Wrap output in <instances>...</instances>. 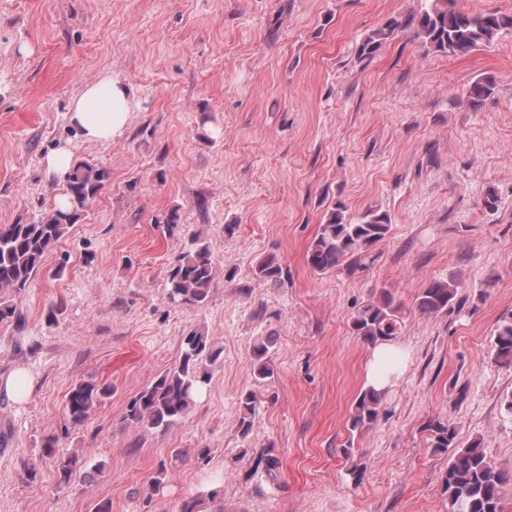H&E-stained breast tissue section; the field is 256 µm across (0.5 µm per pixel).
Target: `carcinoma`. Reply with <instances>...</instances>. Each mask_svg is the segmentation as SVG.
Segmentation results:
<instances>
[{"mask_svg": "<svg viewBox=\"0 0 512 512\" xmlns=\"http://www.w3.org/2000/svg\"><path fill=\"white\" fill-rule=\"evenodd\" d=\"M427 50L448 56L467 55L491 44L498 35L512 30V16L496 11L471 14L457 8L456 0H425V5L407 23L396 19L367 34L358 49L359 57H371L383 45L394 40L407 27ZM494 83L488 77L476 80L468 99L476 104L493 94ZM109 180L107 169L80 162L67 181L69 207L52 208L32 223L0 224V323L24 319L16 299L28 288L46 256L76 223L79 215L93 202ZM391 224L388 214L368 209L355 219L346 217L344 207H335L320 224L307 251V263L318 274H326L345 261L357 262L374 244L386 238ZM282 267L273 258L259 262L254 275L277 283ZM215 278L209 246L194 239L191 247L174 261L168 276L169 298L186 306L204 303ZM459 283L456 279L432 280L415 299V311L422 316H439L455 308ZM401 307L393 294L382 289L377 298L365 303L352 322L354 333L368 345L394 338L400 328ZM271 339L253 346L251 368L259 379L273 374L270 364ZM221 351L202 330H192L183 337L181 352L174 365L143 388L126 409L123 423L137 428L166 431L186 417L196 398L212 379L211 367ZM492 359L512 368V316L497 322L493 332ZM112 395V387L79 382L69 391L65 413L72 427H80L93 409ZM386 392L367 387L354 401L349 416L350 433L363 432L379 419ZM242 414L238 430L246 434L251 418L261 405L253 392L241 397ZM430 448L435 454L449 455L448 467L441 476L447 512H502L501 490L512 483V469L492 461L481 441L465 446L457 442L456 430L434 420L429 424ZM56 439L46 440L43 453L56 459L60 482L69 484L84 464L77 453L56 456Z\"/></svg>", "mask_w": 512, "mask_h": 512, "instance_id": "obj_1", "label": "carcinoma"}]
</instances>
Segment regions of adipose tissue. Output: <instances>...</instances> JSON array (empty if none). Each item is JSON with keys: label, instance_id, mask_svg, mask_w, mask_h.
I'll return each mask as SVG.
<instances>
[{"label": "adipose tissue", "instance_id": "1", "mask_svg": "<svg viewBox=\"0 0 512 512\" xmlns=\"http://www.w3.org/2000/svg\"><path fill=\"white\" fill-rule=\"evenodd\" d=\"M131 111L125 82L105 74L72 98L67 119L83 141L104 144L123 135Z\"/></svg>", "mask_w": 512, "mask_h": 512}]
</instances>
